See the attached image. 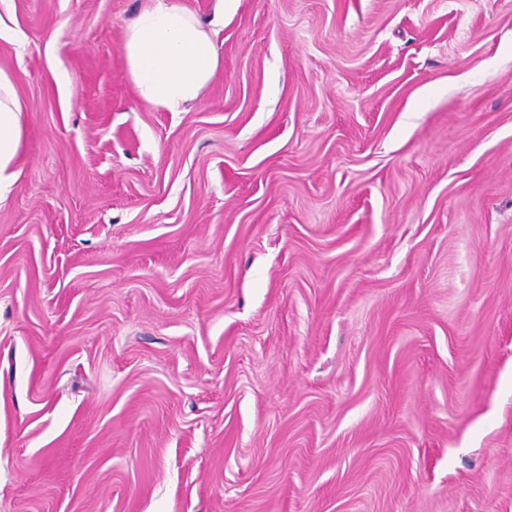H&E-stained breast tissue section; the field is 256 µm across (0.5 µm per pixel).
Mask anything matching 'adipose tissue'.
<instances>
[{
    "label": "adipose tissue",
    "instance_id": "ef3b65f1",
    "mask_svg": "<svg viewBox=\"0 0 512 512\" xmlns=\"http://www.w3.org/2000/svg\"><path fill=\"white\" fill-rule=\"evenodd\" d=\"M219 13L205 28L177 0H142L128 25L123 51L131 78L145 103L180 111L195 100L219 66L215 29L235 0H217ZM24 110L10 75L0 69V200L18 179L16 162Z\"/></svg>",
    "mask_w": 512,
    "mask_h": 512
}]
</instances>
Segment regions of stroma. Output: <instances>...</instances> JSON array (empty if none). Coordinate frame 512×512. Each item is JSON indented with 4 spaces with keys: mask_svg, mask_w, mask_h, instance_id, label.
I'll use <instances>...</instances> for the list:
<instances>
[{
    "mask_svg": "<svg viewBox=\"0 0 512 512\" xmlns=\"http://www.w3.org/2000/svg\"><path fill=\"white\" fill-rule=\"evenodd\" d=\"M139 5L0 39V512H512V0H236L178 112ZM21 112L24 105L12 78L0 69V201L12 191L18 179L15 167L23 139Z\"/></svg>",
    "mask_w": 512,
    "mask_h": 512,
    "instance_id": "1",
    "label": "stroma"
}]
</instances>
